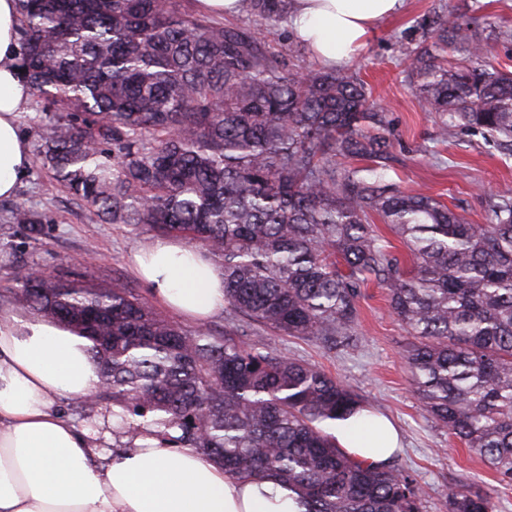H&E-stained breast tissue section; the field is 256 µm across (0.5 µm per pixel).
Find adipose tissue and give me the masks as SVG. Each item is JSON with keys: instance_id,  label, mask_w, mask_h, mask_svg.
I'll list each match as a JSON object with an SVG mask.
<instances>
[{"instance_id": "adipose-tissue-1", "label": "adipose tissue", "mask_w": 512, "mask_h": 512, "mask_svg": "<svg viewBox=\"0 0 512 512\" xmlns=\"http://www.w3.org/2000/svg\"><path fill=\"white\" fill-rule=\"evenodd\" d=\"M405 0H291L288 22L324 65L361 50L377 24ZM18 0H0V198L27 176L31 150L19 130L29 98L19 63ZM132 264L165 305L201 322L224 307V271L200 249L154 240ZM99 366L86 339L50 318L0 311V512H305L271 478L237 480L194 448L144 432L110 454L88 431L57 415L60 399L92 396ZM337 444L355 458L388 462L399 433L363 413L336 422Z\"/></svg>"}]
</instances>
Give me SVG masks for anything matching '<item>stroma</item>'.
I'll return each mask as SVG.
<instances>
[{
  "instance_id": "35a3bbf8",
  "label": "stroma",
  "mask_w": 512,
  "mask_h": 512,
  "mask_svg": "<svg viewBox=\"0 0 512 512\" xmlns=\"http://www.w3.org/2000/svg\"><path fill=\"white\" fill-rule=\"evenodd\" d=\"M476 10L512 18V0H407L400 14L375 27L347 65L359 70L389 115L393 159L387 180L428 191L469 223L481 224L487 197L512 191V155L468 131L440 142L435 115L421 111L415 88L400 67L405 54L424 38L419 21L436 11L453 19ZM15 201L41 218L39 235H32L28 225L12 223L9 207ZM154 238L143 228L108 223L52 181L39 158H32L14 198L0 199V290L11 287L17 266L26 265L100 285L118 279L150 296L132 271L130 257ZM360 311L356 347L335 353L293 337H275L271 344L343 381L365 398L369 409L398 426L403 449L397 460L424 488V512H448V495L464 477L475 490L492 496L495 512H512V487H501L479 459L426 417L403 357L411 338L389 308L387 289L376 284L364 288Z\"/></svg>"
}]
</instances>
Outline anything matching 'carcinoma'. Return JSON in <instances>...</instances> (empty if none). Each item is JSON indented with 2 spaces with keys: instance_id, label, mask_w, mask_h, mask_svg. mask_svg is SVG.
<instances>
[{
  "instance_id": "obj_1",
  "label": "carcinoma",
  "mask_w": 512,
  "mask_h": 512,
  "mask_svg": "<svg viewBox=\"0 0 512 512\" xmlns=\"http://www.w3.org/2000/svg\"><path fill=\"white\" fill-rule=\"evenodd\" d=\"M289 0H242L249 25L179 0H19L21 67L50 178L114 224L200 243L224 269L221 333L187 334L122 282L36 278L8 292L91 342L94 402L114 427L196 448L224 474L274 477L307 512H422L425 492L392 461L350 456L324 426L364 399L323 369L254 339L357 340L361 289L389 291L413 342L405 361L426 413L512 484V193L470 224L390 183L388 114L353 68L304 63L266 36ZM485 15L422 21L436 41L404 58L440 141L467 130L512 152V71L482 65ZM379 216L403 251L380 234ZM11 218L40 231L22 205ZM462 479L448 512H494Z\"/></svg>"
}]
</instances>
